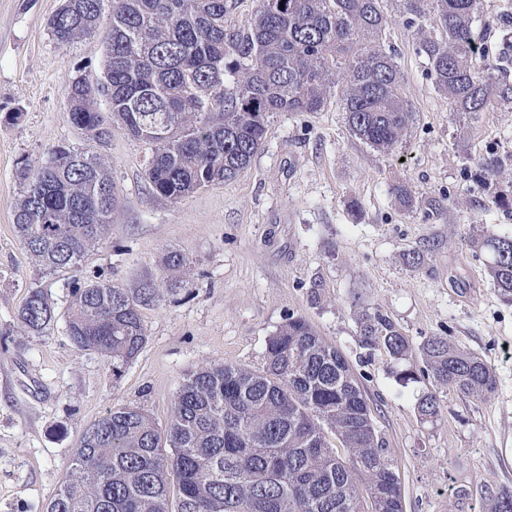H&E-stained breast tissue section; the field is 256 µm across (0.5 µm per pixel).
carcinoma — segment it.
Listing matches in <instances>:
<instances>
[{"instance_id": "carcinoma-1", "label": "carcinoma", "mask_w": 512, "mask_h": 512, "mask_svg": "<svg viewBox=\"0 0 512 512\" xmlns=\"http://www.w3.org/2000/svg\"><path fill=\"white\" fill-rule=\"evenodd\" d=\"M238 2L64 0L49 21L57 44L106 21L103 76L91 91L80 78L66 86L73 127L99 144L118 127L149 145L145 179L172 202L237 177L264 144L273 114L320 112L337 85L354 136L383 153L403 144L413 107L382 42L390 21L383 0H256L249 21L228 25ZM480 7L481 0H399L410 25L432 30L419 50L435 90L464 121L512 112V83L494 64L475 65ZM497 166L491 155L472 178L512 212V189L493 187ZM20 178L14 225L23 247L49 270L78 267L113 223L106 158L57 146L24 163ZM392 194L405 209L417 203L405 183ZM469 245L512 303V235L487 231ZM161 296L158 285L138 294L86 281L71 292L70 341L117 370L146 343L141 306ZM54 317L39 289L19 311L36 334ZM358 325L362 348L381 345L396 363L418 353L437 387L484 400L497 390L490 366L444 337L415 350L370 306ZM418 410L435 418L437 394H424ZM401 498L391 449L350 365L292 314L268 339L262 367L205 364L187 373L165 428L137 407L108 410L83 432L45 512H400ZM485 512H512V490L486 488Z\"/></svg>"}]
</instances>
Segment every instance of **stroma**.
<instances>
[{"label": "stroma", "instance_id": "1", "mask_svg": "<svg viewBox=\"0 0 512 512\" xmlns=\"http://www.w3.org/2000/svg\"><path fill=\"white\" fill-rule=\"evenodd\" d=\"M61 4L0 0V512H44L81 433L110 408H141L163 426L188 371L260 366L292 314L347 359L393 452L404 512H484L485 486L512 489V305L465 243L487 230L512 234V214L470 176L493 155L499 178L512 179V112L459 123L434 89L416 29L396 0H384V42L415 112L405 147L383 154L357 139L335 96L320 112L274 114L247 170L174 203L148 188L145 143L116 128L100 145L70 123L65 84L97 81L105 50L97 32L53 41L48 24ZM475 35L485 60L512 80V0H483ZM7 112L18 120H4ZM57 145L104 155L117 199L105 238L75 272L46 270L13 221L21 161ZM398 182L411 186L418 208L395 204ZM170 251L188 256L185 271H163ZM412 251L421 257L413 267L404 259ZM86 279L134 293L166 285L161 301L142 307L146 343L120 373L66 334L70 290ZM35 288L58 312L39 335L18 317ZM367 305L387 312L412 344L442 336L481 357L496 375L495 395L477 400L424 376L400 383L401 366L384 348L360 346L356 313ZM430 390L440 411L425 420L418 400Z\"/></svg>", "mask_w": 512, "mask_h": 512}]
</instances>
